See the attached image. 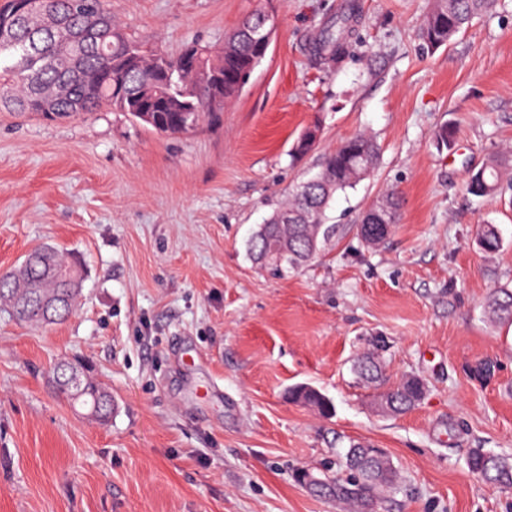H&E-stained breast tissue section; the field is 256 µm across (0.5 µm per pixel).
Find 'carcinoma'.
<instances>
[{
  "instance_id": "1",
  "label": "carcinoma",
  "mask_w": 512,
  "mask_h": 512,
  "mask_svg": "<svg viewBox=\"0 0 512 512\" xmlns=\"http://www.w3.org/2000/svg\"><path fill=\"white\" fill-rule=\"evenodd\" d=\"M17 0H0V22L13 28L14 45L0 49V103L22 112L41 111V102L51 99L53 118L95 112L105 103L162 134L186 133L205 112H218L243 89L262 60L258 33L268 26L262 11L248 15L224 38L209 65L216 80H202L198 70L183 63L182 54L170 55L147 49L134 40L112 16L107 0H44L46 9L65 19L67 27L55 31L34 30L16 14ZM495 0H433L420 29V38L435 50L450 43L472 19L488 10ZM87 14L103 16L109 26L104 35L73 44L69 37L80 28ZM345 27H330L318 52H344ZM152 110V120L142 118V108ZM379 147L372 136L359 133L331 153L321 170L288 192L270 218L258 227L248 243L253 262L272 276L285 279L307 265L327 243L336 239L337 228L327 223V210L338 191L353 188L376 167ZM502 159L490 157L471 176L468 193L479 198L494 197L512 190L502 183ZM397 192L388 189L365 209L357 232L368 247L383 242L397 223L400 211ZM480 246L500 250L497 228L485 224ZM82 278V265L44 246L31 251L21 264L0 273V311L32 326L49 324L44 304L55 302L54 322L68 318L82 295V284L64 282L58 271ZM485 314L492 324L512 323V289L499 288L486 301ZM387 345L381 338L371 341L369 352L357 359V377L379 387L377 404L385 414H400L418 404L425 384L406 377L387 387L382 360ZM74 366L63 359L51 368V383L60 395L81 405L107 422L112 417V394L85 371L73 374ZM288 400L313 408L329 417L334 405L324 394L308 385L288 390ZM336 473L311 487L318 496L353 506L356 512H382L383 493L397 482V471L381 449L366 441H351L336 453ZM469 472L478 480L512 489V463L483 448L467 452Z\"/></svg>"
}]
</instances>
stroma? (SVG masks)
<instances>
[{"instance_id": "obj_1", "label": "stroma", "mask_w": 512, "mask_h": 512, "mask_svg": "<svg viewBox=\"0 0 512 512\" xmlns=\"http://www.w3.org/2000/svg\"><path fill=\"white\" fill-rule=\"evenodd\" d=\"M432 0H112L135 40L174 54L217 45L248 14H274L270 48L217 118L164 135L100 109L49 121L0 110V273L52 245L76 256L83 296L33 327L0 313V512H343L297 483L349 441L401 474L384 512H512V493L473 479L468 449L512 459V326L482 305L512 289V195L466 190L512 154V0L446 46L424 47ZM345 19L348 51L314 52ZM454 142L436 145L442 126ZM318 127L315 148L292 147ZM376 169L337 193L324 255L285 279L247 243L288 190L350 137ZM402 199L380 245L357 235L385 189ZM497 225L485 252L479 225ZM390 382L421 377L411 411L381 413L353 372L372 337ZM91 365L109 422L52 390L60 359ZM490 362L489 379L473 370ZM297 384L334 404L291 403Z\"/></svg>"}]
</instances>
